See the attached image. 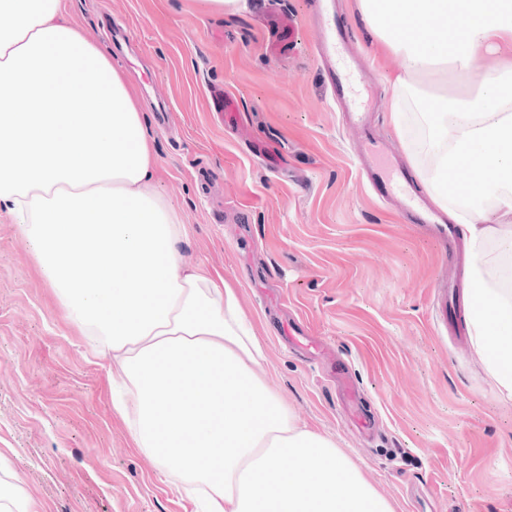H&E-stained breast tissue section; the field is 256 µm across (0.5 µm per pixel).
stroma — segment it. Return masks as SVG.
I'll return each instance as SVG.
<instances>
[{
    "label": "stroma",
    "mask_w": 512,
    "mask_h": 512,
    "mask_svg": "<svg viewBox=\"0 0 512 512\" xmlns=\"http://www.w3.org/2000/svg\"><path fill=\"white\" fill-rule=\"evenodd\" d=\"M309 0H70L87 36L138 86L158 154L153 185L190 227L181 251L221 275L264 339L275 388L298 421L336 439L395 512H512V403L472 355L449 289L463 242L402 223L365 186L361 132L322 82ZM350 39L372 62L370 129L398 147L388 79L356 0ZM127 24L141 53L118 46ZM215 84L236 93L252 136L274 143L271 171L209 112ZM293 319L335 344L376 423L364 439L320 366L291 350ZM0 448L14 480L48 512H187L132 446L107 370L65 322L9 215L0 212Z\"/></svg>",
    "instance_id": "1"
}]
</instances>
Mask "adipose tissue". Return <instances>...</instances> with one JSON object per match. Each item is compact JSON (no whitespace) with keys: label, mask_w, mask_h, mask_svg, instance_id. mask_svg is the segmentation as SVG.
Segmentation results:
<instances>
[{"label":"adipose tissue","mask_w":512,"mask_h":512,"mask_svg":"<svg viewBox=\"0 0 512 512\" xmlns=\"http://www.w3.org/2000/svg\"><path fill=\"white\" fill-rule=\"evenodd\" d=\"M357 11L403 61L389 80L394 127L418 119L421 142L403 149L427 159L435 202L464 227L471 350L512 402V59L481 67L512 50V0H357ZM447 71L459 85H435ZM90 96L98 108L77 111ZM156 174L138 90L69 0H0V207L67 324L108 359L134 448L192 512H394L334 439L296 421L235 288L184 260L189 227L152 191Z\"/></svg>","instance_id":"ef3b65f1"}]
</instances>
